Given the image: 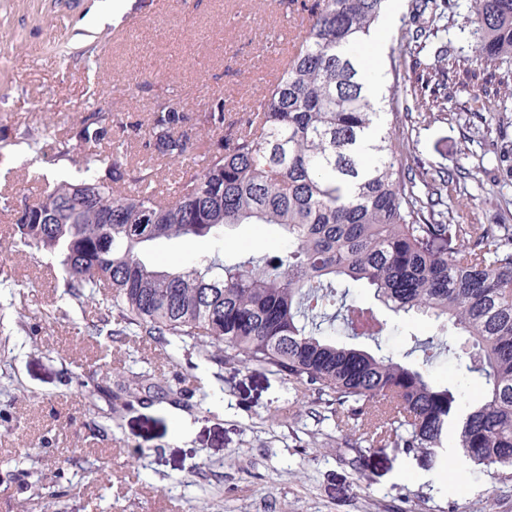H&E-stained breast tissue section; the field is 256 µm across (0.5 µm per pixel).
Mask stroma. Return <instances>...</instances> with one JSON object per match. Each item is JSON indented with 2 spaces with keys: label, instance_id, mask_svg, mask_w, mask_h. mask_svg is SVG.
I'll return each instance as SVG.
<instances>
[{
  "label": "stroma",
  "instance_id": "35a3bbf8",
  "mask_svg": "<svg viewBox=\"0 0 512 512\" xmlns=\"http://www.w3.org/2000/svg\"><path fill=\"white\" fill-rule=\"evenodd\" d=\"M92 0H0V237L12 211L61 180L84 175L83 155L54 161L55 146L31 151L16 132L52 120L69 139L84 113L102 104L116 122L145 121L173 95L192 111L224 99L235 120L271 80L280 53L304 34L301 10L273 0H122L112 22L88 14ZM401 10L379 58L404 60L400 93L416 75L407 65L411 28ZM473 74L448 104V117L419 124L417 157L437 171L464 166L471 224L512 225V181L496 154L512 124L486 132L467 110L472 93L497 87L499 72L463 41ZM209 238L148 246L145 261L175 271L213 253ZM224 260L282 250L277 231L251 224L233 231ZM11 279L0 288V512H512V481L423 450L406 455L347 448L336 419L295 400L283 376L205 347L160 349L134 334L96 335L88 307L72 304L58 260L15 252L0 259ZM107 380L78 387L100 355ZM136 390L133 406L113 410L110 394Z\"/></svg>",
  "mask_w": 512,
  "mask_h": 512
}]
</instances>
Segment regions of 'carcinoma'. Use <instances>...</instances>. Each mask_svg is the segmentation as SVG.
Listing matches in <instances>:
<instances>
[{
  "label": "carcinoma",
  "mask_w": 512,
  "mask_h": 512,
  "mask_svg": "<svg viewBox=\"0 0 512 512\" xmlns=\"http://www.w3.org/2000/svg\"><path fill=\"white\" fill-rule=\"evenodd\" d=\"M385 2L314 0L306 36L227 132L222 98L202 112L158 100L146 123L117 137L112 113L81 116L74 137L89 176L15 209L0 253L59 257L65 294L105 311L101 322L115 315L120 334L134 329L164 346L191 341L287 377L334 409L337 425H352L353 448L434 452L451 429L465 461L511 480L512 229L449 221L448 200L464 188L414 158L400 131L414 110L447 114L470 80L439 38L437 0L409 3V42L434 55L415 62L422 74L412 105L400 111L394 87L358 68ZM454 26L477 39L478 57L502 69L499 84L512 95V0H470ZM470 109L489 126L501 123L487 92ZM202 131L214 141L201 164L162 184L152 161L183 162ZM52 135L47 122L22 139L37 148ZM134 142L144 154L128 162ZM104 143L112 168L96 176ZM241 224L278 226L282 255L226 265L217 251L177 272L142 258L163 239L222 243ZM343 284L372 289L396 315L429 314L437 331L410 335L414 346L397 357L382 345L387 320L343 302ZM341 331L353 342L330 340ZM433 348L457 361L476 396L465 401L461 383L435 379L428 358L410 360Z\"/></svg>",
  "instance_id": "cac0c4a2"
}]
</instances>
